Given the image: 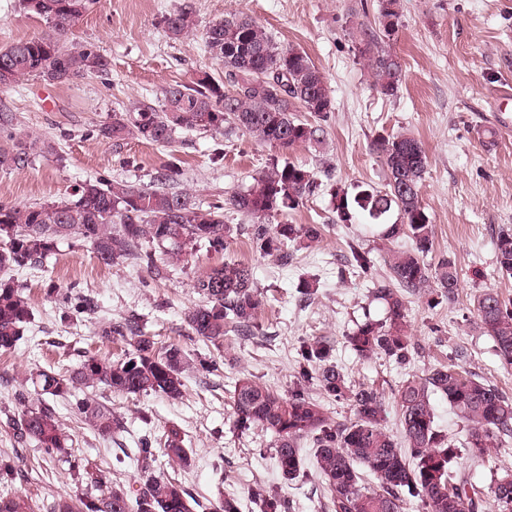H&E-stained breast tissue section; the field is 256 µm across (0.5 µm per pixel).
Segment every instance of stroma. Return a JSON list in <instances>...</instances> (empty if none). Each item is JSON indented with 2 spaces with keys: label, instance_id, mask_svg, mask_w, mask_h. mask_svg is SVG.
<instances>
[{
  "label": "stroma",
  "instance_id": "stroma-1",
  "mask_svg": "<svg viewBox=\"0 0 512 512\" xmlns=\"http://www.w3.org/2000/svg\"><path fill=\"white\" fill-rule=\"evenodd\" d=\"M179 2L98 0L73 38L94 44L110 60L108 74L62 84L31 77L0 87V113L13 114L17 133L51 140L57 149L53 155H34L25 170L0 169V202H64L93 177L149 185L173 154L183 160L176 188L196 200L217 202L245 189L268 165L274 149L246 137L195 132L178 135L169 146L132 139L117 149L97 134L132 101H159L165 87L191 83L202 71L221 75L222 65L205 51L203 33L212 22L243 11L279 44L306 52L331 91L333 110L324 143L287 155L315 173H332L331 181L287 215L292 224L320 225L322 236L282 266L252 244L246 232L249 218L228 207L224 221L239 232L223 253L198 247L188 262L167 266L160 279L133 263L101 265L88 246L74 239L60 243L43 267L14 272L15 283L31 300L33 316L25 338L11 352L0 353V458H19L27 477L0 482V495L48 503L88 493L67 463L44 461L41 448L15 443L13 422L26 408L18 394L25 377L38 369L64 375L86 355L121 358L128 342L101 341L98 329L108 320L134 316L160 346L174 344L184 351L183 396L117 395L83 386L81 396L106 405L120 421V429L109 435L92 429L67 401L54 400L69 453L109 471L113 482L133 485L139 481L132 458L139 440L147 434L163 436L174 427L190 462L180 467L161 459L157 469L197 500L193 512H213L225 497L237 499L240 512H253L251 491L258 486L290 500L292 512H322L324 490L315 476L312 448L303 450V477L287 481L274 459L272 433L237 426L231 396L239 377L287 395L297 381L300 345L324 337L348 382L382 393L392 426L398 421L396 394L408 376L454 363L459 347L468 352L466 370L512 396V369L501 365L474 311V298L482 292L512 298V278L498 272L494 251L498 231L512 228V130L499 127L500 115L512 117V0H400L401 26L387 44L404 74L393 97L375 90L350 36L359 26H378L379 0H192L197 30L173 41L160 20ZM45 27V20L24 11L19 0H0V48ZM390 133L415 137L425 148L428 170L420 198L434 225L426 261L434 266L453 260L461 281L451 304L433 308L427 295L407 296L414 352L404 365L382 355L359 358L349 346L347 335L355 325L368 314L383 318L385 307L345 262L349 242L359 241L377 257L378 276H386L388 250L407 246L408 240L384 239L365 215L354 224H338L334 199L338 189L353 194L370 185L383 187L386 170L371 143ZM227 262L252 266L263 304L252 336L228 333L219 351L188 331L184 314L200 302L191 286L194 277ZM306 280L316 285L308 301L299 292ZM82 298L90 302L91 313L75 314ZM436 325L441 328L437 334L432 331ZM210 361L217 362V371L203 370ZM459 465L472 484L485 489L504 470H512V452L500 449L479 461L464 457Z\"/></svg>",
  "mask_w": 512,
  "mask_h": 512
}]
</instances>
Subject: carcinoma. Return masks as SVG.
<instances>
[{"label": "carcinoma", "instance_id": "cac0c4a2", "mask_svg": "<svg viewBox=\"0 0 512 512\" xmlns=\"http://www.w3.org/2000/svg\"><path fill=\"white\" fill-rule=\"evenodd\" d=\"M39 8H22L45 19L47 29L31 38L0 48V83L8 71L12 86L32 76L49 83H62L108 72L109 60L91 43L72 42L70 36L97 0H37ZM381 16L400 23L399 0H380ZM166 36L180 40L196 29L190 0L166 13L161 20ZM391 35L381 28L360 26L354 36L355 51L372 71L376 90L385 97L397 94L403 80L400 62L384 44ZM207 53L224 65V81L203 72L190 84H175L163 90L155 105L131 103L112 115V123L98 129V136L115 147L131 138L169 145L180 133L240 132L265 143L281 154L301 146L324 142V123L333 109L326 78L302 50L278 44L264 25L245 12L229 14L209 25L204 33ZM306 112L309 117H300ZM13 118L0 114V132L7 133L12 147L0 151V169L23 170L31 164L32 150L40 147L55 154L48 140L15 135ZM372 151L386 170L383 188L366 189L351 197L338 190L336 223L352 224L361 213L378 221L396 210L400 222L389 225L383 236L404 235L410 245L392 251L386 258L389 276H376V259L354 241L349 242V266L373 285L376 299L386 307L383 321L367 319L347 336L351 349L361 359L375 354L404 360L409 356L411 336L406 325L403 292L421 294L438 288L440 298L458 295L460 278L454 261L444 259L431 268L425 257L432 247L433 225L421 203L420 189L428 161L422 143L405 134L380 135ZM182 175L181 161L172 155L157 183L137 186L119 180L88 179L75 189L73 198L61 203L19 206L0 202V272L37 267L64 240L76 239L89 246L98 261L116 266L126 260L145 266L152 276L161 275L158 261L178 262L192 257L203 245L221 253L234 233L224 223V206L254 219L248 226L252 242L282 265L293 259L288 245H309L320 237L313 224H276L270 219L292 210L314 193L316 174L304 164L274 161L253 176L243 191L230 193L224 203L207 206L186 192H172L166 183ZM496 266L512 277V230L501 229L495 241ZM191 288L202 304L190 309L185 322L192 333L221 347L224 336L234 332L249 336L261 306L251 267L225 263L200 273ZM482 328L492 339L496 355L505 367L512 366V300L493 292L474 299ZM33 312L29 300L9 280H0V350H13L24 338ZM105 340L117 337L131 350L114 362L89 356L67 375L51 369L32 377L39 405L28 407L16 423L17 442L35 443L47 458L65 448L53 408L46 399L68 397L88 383L122 395L161 393L171 399L182 395L186 357L182 349L157 346L136 319L111 320L100 327ZM297 386L286 397L243 376L234 386L232 403L237 423L258 426L275 435L277 466L285 480H293L303 467L301 441L313 448L314 468L326 490L327 512H404L411 498H420L428 512H512V471H505L487 492H482L457 474L460 449L473 460L488 455L512 437V399L495 385L462 367L435 366L400 386L399 436L386 426L382 393L371 386L348 384L331 361L328 340L315 338L298 350ZM319 388L326 399L350 406L353 419L341 421L309 393ZM448 401L463 424V447L439 430L431 395ZM77 411L101 434L117 429L111 411L89 399L75 402ZM158 442L144 436L135 449L140 488L114 485L103 469L89 474L99 494L76 499L59 498L45 506L46 512H191L187 491L157 472ZM162 454L167 461L186 465L189 449L177 429L165 435ZM376 479L371 489L361 487L362 475ZM252 498L260 512H292L289 500L267 495L256 487ZM30 505L20 495L0 496V512H28Z\"/></svg>", "mask_w": 512, "mask_h": 512}]
</instances>
